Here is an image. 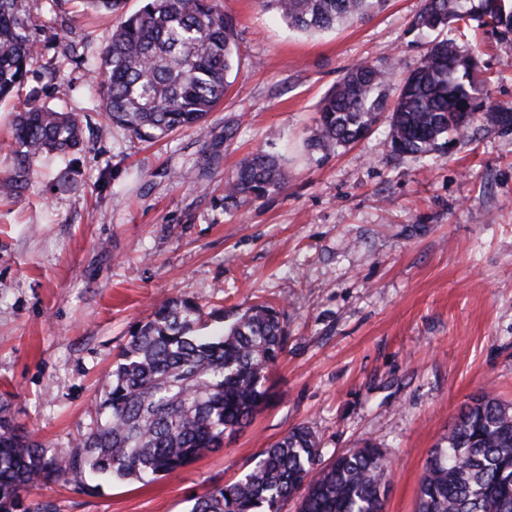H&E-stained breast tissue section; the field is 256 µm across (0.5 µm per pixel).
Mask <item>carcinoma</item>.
Listing matches in <instances>:
<instances>
[{"instance_id":"carcinoma-1","label":"carcinoma","mask_w":512,"mask_h":512,"mask_svg":"<svg viewBox=\"0 0 512 512\" xmlns=\"http://www.w3.org/2000/svg\"><path fill=\"white\" fill-rule=\"evenodd\" d=\"M26 0H0V100L24 85L41 56L30 32ZM388 0H258L288 28L322 34L365 19ZM490 27L512 37V0H425L418 30L459 24ZM237 56L232 18L216 0H146L124 14L99 54L103 109L112 123L145 140L178 129H203L222 100ZM477 58L451 38L434 39L421 63L400 81L394 100L381 88L387 71L368 62L346 72L321 102L307 147L328 150L364 138L384 116L396 152L421 156L478 119L512 127V107L480 93ZM72 112L36 103L15 115L7 147L11 171L0 196L25 188L33 161L80 149ZM288 172L281 156L259 150L242 161L224 199L260 200L281 191ZM202 312L186 298L154 308L118 354L112 384L100 400L102 418L75 441L66 458L21 430L0 405V512H30L22 495L88 468L148 483L220 450L224 435L249 426L267 399L266 370L284 348L281 313L249 308L232 324L201 336ZM389 462L366 444L327 460L321 439L297 425L263 449L240 479L195 498L191 512H281L301 494L299 512H384ZM417 512H512V405L486 392L464 407L431 450Z\"/></svg>"}]
</instances>
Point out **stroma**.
<instances>
[{
	"label": "stroma",
	"instance_id": "35a3bbf8",
	"mask_svg": "<svg viewBox=\"0 0 512 512\" xmlns=\"http://www.w3.org/2000/svg\"><path fill=\"white\" fill-rule=\"evenodd\" d=\"M43 62L0 102L3 142L37 89L78 114L83 146L32 165L0 201V403L57 456L98 416L117 353L154 306L197 302L232 322L256 303L282 314L285 345L270 398L221 452L143 485L86 474L33 488L42 512H188L238 480L304 424L327 452L372 442L391 461L385 512H414L431 448L485 390L512 402V130L482 120L428 156L393 150L386 120L359 143L310 151L318 105L351 66L403 75L425 52L411 22L422 0H390L373 18L323 35L289 31L256 0H218L238 32L239 65L205 128L150 143L96 106L87 62L118 16L67 4L48 20L26 0ZM493 103L512 106V40L461 30ZM56 79L44 61L67 45ZM279 152L288 183L228 206L245 156ZM214 162L202 169L200 154Z\"/></svg>",
	"mask_w": 512,
	"mask_h": 512
}]
</instances>
